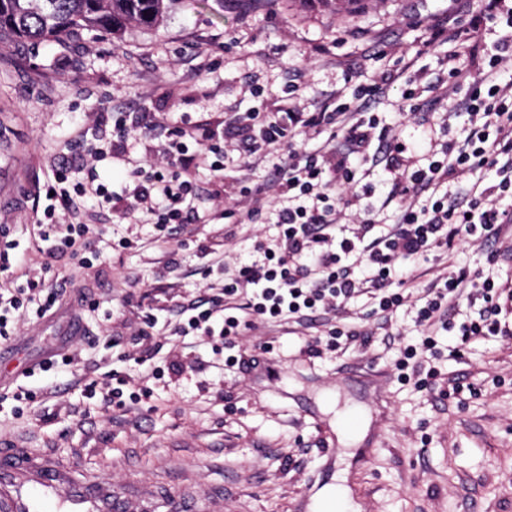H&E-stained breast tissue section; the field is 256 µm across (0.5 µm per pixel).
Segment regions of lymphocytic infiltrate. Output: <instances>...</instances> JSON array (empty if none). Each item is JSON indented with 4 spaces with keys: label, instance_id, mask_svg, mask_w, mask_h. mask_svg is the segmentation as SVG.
Returning <instances> with one entry per match:
<instances>
[{
    "label": "lymphocytic infiltrate",
    "instance_id": "obj_1",
    "mask_svg": "<svg viewBox=\"0 0 512 512\" xmlns=\"http://www.w3.org/2000/svg\"><path fill=\"white\" fill-rule=\"evenodd\" d=\"M506 24L508 31L481 68L461 63L454 44L475 39L483 26ZM451 45L442 60L444 78L438 79V102L451 104L461 117L462 139H449L440 152L425 160L402 140V120L427 122L418 96L404 89L396 120L383 123L370 111L388 88L406 78L408 66L382 71L365 82L344 75V86L332 103L315 112L298 104L297 86L289 84L288 106L267 111L251 107L230 120L238 141L205 128L189 150L186 130L166 129L158 153L161 165L135 167L133 187L122 196L124 212L150 216L159 235L171 237L195 217L199 189L182 178L191 165L208 166L216 178L224 176V161L231 153L240 159L262 162L271 153L281 155L274 177L264 184L235 187L237 198L215 210L212 220L228 224L252 223L272 205H279L281 227L275 249L265 250L263 262L236 270L224 280V300L203 307L194 302L181 307L178 330L196 333L217 347H230L231 337L249 329L254 320L303 319L316 312L341 310L355 295L371 292L376 308L396 312L413 288L412 266L428 251L499 239L503 225L512 224V81L501 82L500 70L512 63V0H481L471 20L445 14L432 19L425 45ZM387 156L392 175L386 203L395 204L397 220L377 231L371 207L361 206L372 192L367 164L372 145ZM107 149L87 151L85 182L69 184L68 175L53 169L51 195L33 234L43 242V255L52 258L85 251L89 227L78 219L80 199L95 196L113 202V193L100 181L97 164ZM353 225L351 236L336 238L329 229ZM23 285L0 289V339L9 340L11 325L25 315L44 319L52 315L59 291L40 292L38 271L21 270ZM467 298L476 317L462 322L445 318L449 303ZM415 323L422 336L419 346L407 347L405 359L418 349H431L435 329H442L469 344L478 336H511L512 324L500 320L503 307L512 303V285L462 267L423 289Z\"/></svg>",
    "mask_w": 512,
    "mask_h": 512
}]
</instances>
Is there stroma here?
<instances>
[{
  "instance_id": "stroma-1",
  "label": "stroma",
  "mask_w": 512,
  "mask_h": 512,
  "mask_svg": "<svg viewBox=\"0 0 512 512\" xmlns=\"http://www.w3.org/2000/svg\"><path fill=\"white\" fill-rule=\"evenodd\" d=\"M448 6L367 0L336 14L302 0H178L158 27L118 40L85 31L72 47L48 43L35 53L0 43V225L8 229L0 249L15 244L0 287L21 261L38 258L29 226L51 162L81 178L82 153L71 146L79 130L111 134L113 117L128 112L220 129L256 103L287 105L292 79L312 112L342 86L343 69L373 70L374 41L414 59V86L429 100L447 50L423 53L421 30L403 20ZM321 46L330 53L320 59ZM156 146L130 132L99 163L102 180L122 193L130 163L153 161ZM82 220L99 271L68 254L52 259L44 285L65 286L62 307L54 318L19 323L9 357L25 362L60 347L72 361L22 379L30 399L0 403V445L48 452L110 481L127 512H165L173 496L192 512H316L322 492L341 481L349 512H512V336L474 340L454 360L455 337L440 334L421 357L437 371L424 386L398 368L404 348L420 340L414 303L382 316L362 295L334 315L256 321L234 348L216 352L205 337L164 331L181 306L213 297L207 284L221 282L223 270L257 260L256 242L276 244V213L234 225L229 237L220 224H188L166 242L147 216L124 218L92 200ZM208 241L205 257L199 246ZM509 245L512 231L483 246L433 249L414 266L417 283L464 265L512 281V258L486 261L487 251ZM149 311L163 341L152 359L161 372L146 381L109 339L143 328ZM72 321L82 330L70 336ZM351 327L371 331L367 345L343 337ZM314 342L317 357L308 352ZM112 374L143 401L120 408L85 398L84 379Z\"/></svg>"
}]
</instances>
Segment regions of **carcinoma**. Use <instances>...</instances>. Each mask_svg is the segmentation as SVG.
Returning <instances> with one entry per match:
<instances>
[{"instance_id": "1", "label": "carcinoma", "mask_w": 512, "mask_h": 512, "mask_svg": "<svg viewBox=\"0 0 512 512\" xmlns=\"http://www.w3.org/2000/svg\"><path fill=\"white\" fill-rule=\"evenodd\" d=\"M175 0H0V42L67 46L84 30L119 36L129 26L156 27Z\"/></svg>"}]
</instances>
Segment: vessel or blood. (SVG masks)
Instances as JSON below:
<instances>
[{
  "label": "vessel or blood",
  "mask_w": 512,
  "mask_h": 512,
  "mask_svg": "<svg viewBox=\"0 0 512 512\" xmlns=\"http://www.w3.org/2000/svg\"><path fill=\"white\" fill-rule=\"evenodd\" d=\"M0 512H121L110 482L76 480L68 463L28 448H0Z\"/></svg>",
  "instance_id": "1"
}]
</instances>
